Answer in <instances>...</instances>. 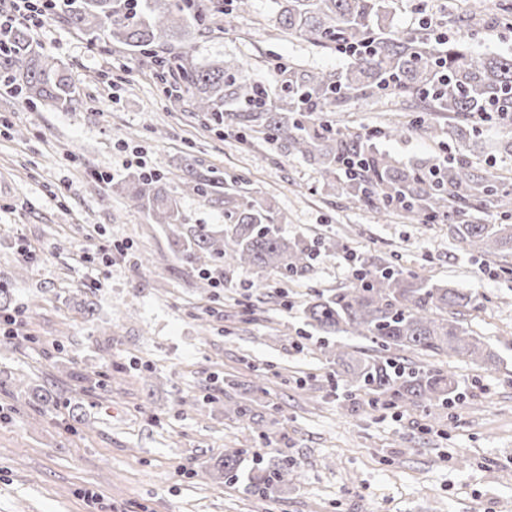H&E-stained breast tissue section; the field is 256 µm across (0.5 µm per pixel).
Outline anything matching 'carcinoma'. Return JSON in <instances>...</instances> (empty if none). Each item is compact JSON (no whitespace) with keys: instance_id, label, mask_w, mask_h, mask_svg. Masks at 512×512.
Here are the masks:
<instances>
[{"instance_id":"1","label":"carcinoma","mask_w":512,"mask_h":512,"mask_svg":"<svg viewBox=\"0 0 512 512\" xmlns=\"http://www.w3.org/2000/svg\"><path fill=\"white\" fill-rule=\"evenodd\" d=\"M226 0H64L59 16L98 44L129 51L171 74L181 92H170L171 108L189 107L209 123L237 128L286 155L302 158L322 175V189L346 195L387 219H435L449 234L487 255L512 254V224H472L461 220L487 203L512 214V189L480 157L512 156V137L496 144L481 140L480 126H512V54L476 57L460 40L431 41L414 31L392 32L385 18L394 0H283L273 30L331 50L347 49V67L325 71L302 61L270 65V88L253 81L237 58L198 66L184 50L187 29L212 28ZM0 82L32 103L75 111L81 96L64 67L42 55L27 26H16L0 44ZM386 97L419 100L429 110L448 113V127L422 115L396 122L386 134H448L454 154L429 164L406 166L327 118L351 99L378 102ZM361 160L341 179L343 161ZM183 185L213 207L224 209V228L188 224L178 199L162 176L132 173L120 190L153 224L169 230L174 252L198 267L271 270L285 280L307 271L312 248L290 239L284 217L267 198L253 196L239 176L221 177L189 163ZM352 288L317 292L304 304L307 325L328 335L342 333L371 343L349 352L325 348L355 391L373 402L427 407L447 403L458 390L451 371L427 368L409 355L447 354L489 369L498 355L465 325L463 316L479 306L471 293L406 271L390 262L363 258ZM225 413L240 423L255 421L251 404L236 402ZM267 465L248 473L246 490L274 495L295 463L278 448L266 451ZM244 449L224 452L219 470L238 478Z\"/></svg>"}]
</instances>
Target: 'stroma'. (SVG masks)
<instances>
[{
	"instance_id": "35a3bbf8",
	"label": "stroma",
	"mask_w": 512,
	"mask_h": 512,
	"mask_svg": "<svg viewBox=\"0 0 512 512\" xmlns=\"http://www.w3.org/2000/svg\"><path fill=\"white\" fill-rule=\"evenodd\" d=\"M278 11L279 0H253L249 18L191 34L194 61L245 59L263 84L274 60L347 66L335 51L273 38ZM422 11L449 38L467 36L473 54L512 52V14L492 0H396L387 22L412 30ZM34 39L68 69L83 107L47 110L0 91V276L13 283L21 327L0 335V512H512V255L481 254L447 224L384 221L323 192L301 158L168 110L137 56L90 44L62 18ZM398 111L353 100L340 117L365 134ZM376 145L405 164L440 154L414 133ZM190 158L273 198L286 235L314 249L310 271L285 285L216 264L215 288L178 261L169 234L115 185L146 163L187 223L223 224L222 210L185 193ZM350 252L477 295L483 306L467 323L498 353L496 368L427 359L459 380L445 406L373 408L352 396L302 314L314 292L352 286ZM144 256L150 264L138 267ZM89 296L96 309L86 317L74 304ZM18 372L53 403L18 396ZM242 397L256 401L259 426L225 417ZM228 448L244 449L246 472L267 463L269 448L299 468L261 499L214 470Z\"/></svg>"
}]
</instances>
